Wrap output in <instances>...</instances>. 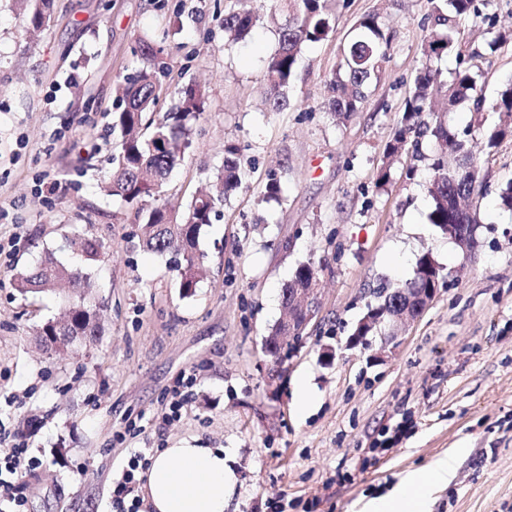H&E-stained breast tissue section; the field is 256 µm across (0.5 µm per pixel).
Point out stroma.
<instances>
[{
	"instance_id": "35a3bbf8",
	"label": "stroma",
	"mask_w": 512,
	"mask_h": 512,
	"mask_svg": "<svg viewBox=\"0 0 512 512\" xmlns=\"http://www.w3.org/2000/svg\"><path fill=\"white\" fill-rule=\"evenodd\" d=\"M264 21L243 42L224 38V9ZM330 31L307 46L288 104L269 111L265 61L278 46L270 0H54L52 19L24 32L0 0V428L26 439L34 470L15 481L24 512H108L112 475L135 452L222 448L237 482L227 512H361L411 471L462 449L428 512H512V136L485 151L481 132L512 77V0H475L437 65L471 68L487 106L449 124L472 132L485 195L471 255L430 224V173L407 174L409 152L387 159L431 27V0H329ZM379 15L393 40L360 112L335 122L326 81L360 18ZM165 41L167 76L154 109L182 87L204 112L169 175L162 203L184 208L237 149L242 185L204 226V277L184 294L171 255L139 246L136 206L105 195L112 168L118 75L141 66V41ZM390 167L391 182L378 175ZM282 186L265 197L269 179ZM92 238L103 307L96 341L46 351L39 329L61 317L67 289L20 295L17 272L47 256L83 258ZM431 252L449 278L423 317L349 346L381 288L410 279ZM303 263L317 267L320 312L298 354L277 366L264 338L272 304ZM336 352L322 357L323 348ZM194 377L180 417L165 422L168 390ZM308 378L316 402L294 407Z\"/></svg>"
}]
</instances>
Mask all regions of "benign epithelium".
Instances as JSON below:
<instances>
[{
	"mask_svg": "<svg viewBox=\"0 0 512 512\" xmlns=\"http://www.w3.org/2000/svg\"><path fill=\"white\" fill-rule=\"evenodd\" d=\"M439 288H400L396 294L402 301H391L390 293L383 288L376 292L378 301L368 305V312L360 320L348 345L355 346L366 341L367 335L380 325L396 326L419 319L432 305ZM319 311L317 283L308 288L295 289L294 298L288 306L286 318L288 335L277 337L278 351L273 355L277 362L288 360L296 348L307 338V329Z\"/></svg>",
	"mask_w": 512,
	"mask_h": 512,
	"instance_id": "benign-epithelium-1",
	"label": "benign epithelium"
}]
</instances>
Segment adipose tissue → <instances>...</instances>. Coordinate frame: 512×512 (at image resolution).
Listing matches in <instances>:
<instances>
[{
	"label": "adipose tissue",
	"instance_id": "1",
	"mask_svg": "<svg viewBox=\"0 0 512 512\" xmlns=\"http://www.w3.org/2000/svg\"><path fill=\"white\" fill-rule=\"evenodd\" d=\"M457 454L438 459L428 474H408L391 494L373 499L367 512H423L431 494L446 484ZM235 473L221 448H165L145 472L142 500L149 512H226Z\"/></svg>",
	"mask_w": 512,
	"mask_h": 512
}]
</instances>
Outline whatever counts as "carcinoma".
Segmentation results:
<instances>
[{"instance_id":"carcinoma-1","label":"carcinoma","mask_w":512,"mask_h":512,"mask_svg":"<svg viewBox=\"0 0 512 512\" xmlns=\"http://www.w3.org/2000/svg\"><path fill=\"white\" fill-rule=\"evenodd\" d=\"M23 15L25 30L45 27L43 17L50 15V0H15ZM274 8L286 15L279 28L278 47L267 60L270 78L268 101L273 111L286 105L284 89L294 80L299 58L306 46L327 36L330 30L328 0H274ZM474 0H437L430 31L422 44L424 62L419 68L412 95L406 100L400 125L393 133L387 157L392 158L406 145L413 146L412 160L428 161L430 179L427 192L432 200L430 223L442 232L450 224H477V202L483 197L482 185L468 147L469 131L459 132L448 125L447 113L468 102L475 110L482 108L475 74L469 68L458 69L452 76L434 66L452 46L451 33L457 20L470 14ZM259 16L229 9L224 13V33L228 41L242 42L251 34ZM391 37L383 29L379 16L368 14L356 26V34L343 50L342 58L329 79V112L343 122L359 111L366 89L385 62ZM142 67L118 77L116 105L112 112V129L120 133L118 151L112 156V169L103 181L106 194L119 196L128 203L156 198L165 186L180 153L191 145V123L203 112V101L194 86L182 88L174 111L161 119L146 118L159 98L161 55L165 48L145 42L140 47ZM491 108L512 117V79L505 82ZM512 126L499 125L484 132L487 149H493ZM434 143L431 156L424 155L421 140ZM213 192L194 197L182 211L154 207L142 225L139 243L154 254L171 253L179 257L175 270L180 287L189 294L196 288L204 265L205 253L199 247L204 226L212 223L224 194L242 182L236 149H224V164L213 176ZM84 265L67 266L47 258L34 269L14 277V287L22 295L54 290L67 282L74 290L64 319L46 322L40 336L46 348L61 350L69 336L83 334L90 344L100 332L102 306L88 297L92 279V263L101 257L100 246L89 239L79 242ZM317 274L310 264L295 270L284 292L305 288ZM443 278L442 269L431 253L421 255L414 276L404 283L406 288H427L432 277Z\"/></svg>"}]
</instances>
